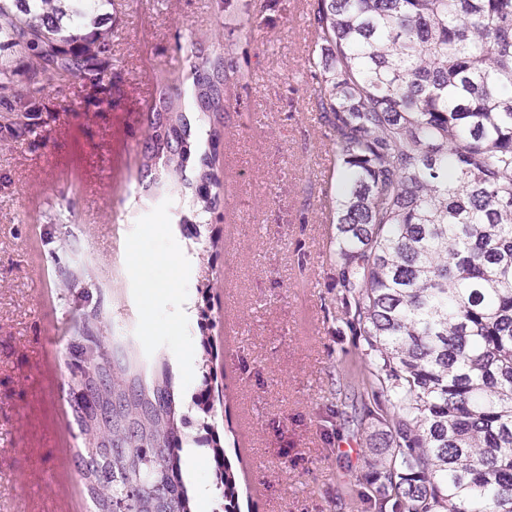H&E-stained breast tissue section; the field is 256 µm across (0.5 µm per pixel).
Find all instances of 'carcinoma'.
Returning <instances> with one entry per match:
<instances>
[{"label": "carcinoma", "mask_w": 512, "mask_h": 512, "mask_svg": "<svg viewBox=\"0 0 512 512\" xmlns=\"http://www.w3.org/2000/svg\"><path fill=\"white\" fill-rule=\"evenodd\" d=\"M111 0H0V142L38 136L49 97L77 79L101 108L112 74ZM308 63L317 108L341 165L334 254L364 336L385 429L368 439L361 495L385 512H512V0H313ZM67 17L61 23V17ZM191 93L172 86L150 107L140 171L146 188L189 199L207 223L224 86L245 74L189 40ZM25 59L15 87L12 53ZM208 150L187 175L194 131ZM69 344L74 418L88 442L75 466L95 512H191L169 370L146 380L135 354L106 342L98 314ZM211 373L194 404L204 414ZM220 508L239 512L235 473L214 425Z\"/></svg>", "instance_id": "carcinoma-1"}]
</instances>
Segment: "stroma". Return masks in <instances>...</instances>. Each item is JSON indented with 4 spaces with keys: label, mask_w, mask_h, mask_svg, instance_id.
<instances>
[{
    "label": "stroma",
    "mask_w": 512,
    "mask_h": 512,
    "mask_svg": "<svg viewBox=\"0 0 512 512\" xmlns=\"http://www.w3.org/2000/svg\"><path fill=\"white\" fill-rule=\"evenodd\" d=\"M244 5L248 33L235 21ZM310 9L114 0L111 107L77 104L75 83L52 95L37 139L0 144V512H93L72 462L85 440L68 366L69 330L93 310L148 374L169 365L194 420L211 336L213 414L240 512H364L378 423L353 412L369 358L336 286V147L315 107ZM189 36L252 74L225 88L219 203L191 238L139 172L149 105L162 84H191ZM187 299L208 307V331L182 317Z\"/></svg>",
    "instance_id": "1"
}]
</instances>
